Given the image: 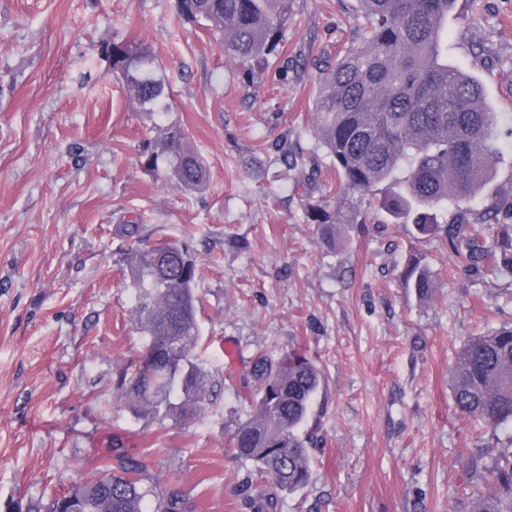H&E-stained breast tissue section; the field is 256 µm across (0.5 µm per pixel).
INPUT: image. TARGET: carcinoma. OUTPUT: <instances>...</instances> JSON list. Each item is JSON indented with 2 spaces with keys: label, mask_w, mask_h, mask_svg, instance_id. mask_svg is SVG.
I'll list each match as a JSON object with an SVG mask.
<instances>
[{
  "label": "carcinoma",
  "mask_w": 512,
  "mask_h": 512,
  "mask_svg": "<svg viewBox=\"0 0 512 512\" xmlns=\"http://www.w3.org/2000/svg\"><path fill=\"white\" fill-rule=\"evenodd\" d=\"M456 0H357L361 40L323 69L313 101L314 133L336 169V205L307 203L319 243L336 246L341 224H364L363 199L374 205L379 224H412L418 234L448 243L466 270H479L493 254L485 231L496 230L497 245L512 247V201L495 199L478 208V193L495 177V166L512 157V125L491 104L476 77L448 65L445 24ZM291 0H178L177 16L218 37L224 59L261 66L279 52ZM101 53L124 79L139 108L162 97L161 80L135 42H104ZM288 171H306V159L276 142ZM157 180L189 191L208 183L205 161L178 123L156 128L140 160ZM450 212L448 220L437 218ZM139 225L133 238L129 277L135 311L148 336L147 356L125 369L113 386V401L152 422H183L198 416L206 401L209 374L194 351L200 330L195 282L197 268L176 242L149 246ZM404 285L422 301L438 282L425 265L403 272ZM255 386L252 415L230 434L228 447L249 461L272 491L253 494L251 477L241 493L254 512H272L273 490L293 492L311 478L308 444L299 435L322 374L296 351L260 353L244 385ZM456 409L496 428L512 424V328L466 341L449 379ZM472 468L492 476L490 488L471 512H512V452L490 450ZM177 489L156 491L134 453L122 446L103 469L52 501L48 512H192Z\"/></svg>",
  "instance_id": "obj_1"
}]
</instances>
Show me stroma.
Here are the masks:
<instances>
[{"instance_id": "1", "label": "stroma", "mask_w": 512, "mask_h": 512, "mask_svg": "<svg viewBox=\"0 0 512 512\" xmlns=\"http://www.w3.org/2000/svg\"><path fill=\"white\" fill-rule=\"evenodd\" d=\"M355 6L293 0L282 52L250 70L181 21L174 0H0V512L50 503L116 440L194 512H251L243 478L266 485L226 441L251 415L241 380L255 353L291 349L323 385L303 427L311 481L277 493L273 512H471L487 491L468 459L512 450V427L460 415L448 369L468 337L512 327V277L464 270L409 224L349 226L329 251L305 218L336 181L311 108L321 61L359 39ZM106 40L138 41L153 58L165 84L153 111L112 74ZM448 61L512 123V0H458ZM170 122L206 161L202 191L139 165L153 127ZM280 138L311 180L277 161ZM128 224L148 243L185 244L198 268L195 355L211 381L206 409L185 422L112 401L146 343ZM412 258L438 277L433 301L400 279Z\"/></svg>"}]
</instances>
